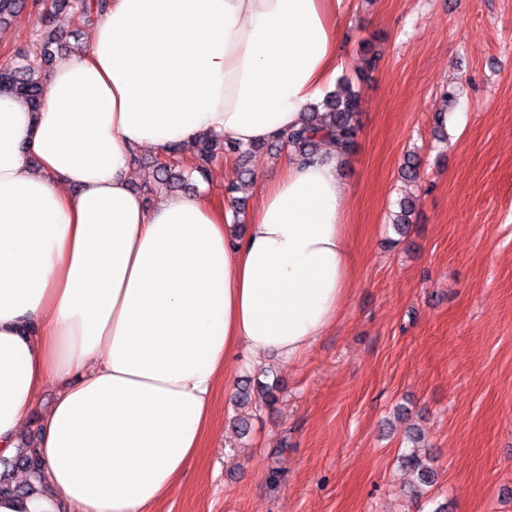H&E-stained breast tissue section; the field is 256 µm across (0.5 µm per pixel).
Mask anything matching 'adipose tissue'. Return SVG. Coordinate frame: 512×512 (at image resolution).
Segmentation results:
<instances>
[{
    "mask_svg": "<svg viewBox=\"0 0 512 512\" xmlns=\"http://www.w3.org/2000/svg\"><path fill=\"white\" fill-rule=\"evenodd\" d=\"M346 0H111L58 56L40 111L0 94V457L42 386L51 498L28 512H151L194 463L234 353L300 360L349 297L332 157L286 152L243 237L204 194L147 204L134 157L261 144L336 87ZM0 497V512H19Z\"/></svg>",
    "mask_w": 512,
    "mask_h": 512,
    "instance_id": "obj_1",
    "label": "adipose tissue"
}]
</instances>
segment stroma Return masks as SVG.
Masks as SVG:
<instances>
[{
	"label": "stroma",
	"mask_w": 512,
	"mask_h": 512,
	"mask_svg": "<svg viewBox=\"0 0 512 512\" xmlns=\"http://www.w3.org/2000/svg\"><path fill=\"white\" fill-rule=\"evenodd\" d=\"M39 23L28 7L0 26V63ZM338 41V76L361 95L339 173L348 301L295 363L237 351L195 462L153 512H512V0H349ZM283 150L257 149L246 177L216 159L206 193L252 210L254 183L276 174ZM408 191L415 212L399 233L389 217ZM257 363L276 399L237 406ZM410 424L435 466L417 501L397 468Z\"/></svg>",
	"instance_id": "stroma-1"
}]
</instances>
